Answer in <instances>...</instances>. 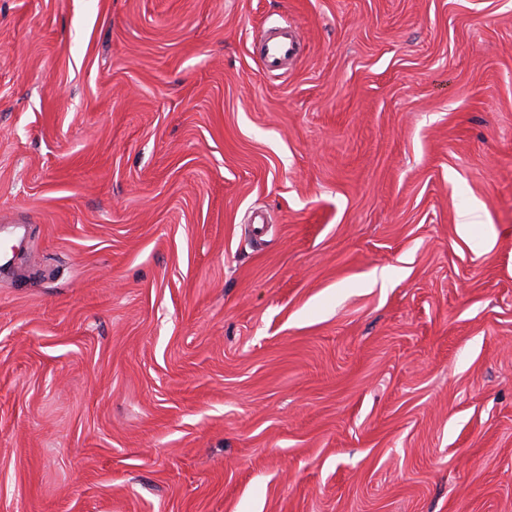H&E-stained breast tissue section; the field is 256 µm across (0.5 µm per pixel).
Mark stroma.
Returning <instances> with one entry per match:
<instances>
[{"label":"stroma","instance_id":"1","mask_svg":"<svg viewBox=\"0 0 512 512\" xmlns=\"http://www.w3.org/2000/svg\"><path fill=\"white\" fill-rule=\"evenodd\" d=\"M0 512H512V0H0ZM300 36L287 27H275L262 38L259 59L265 72L273 74L288 64L300 49Z\"/></svg>","mask_w":512,"mask_h":512}]
</instances>
